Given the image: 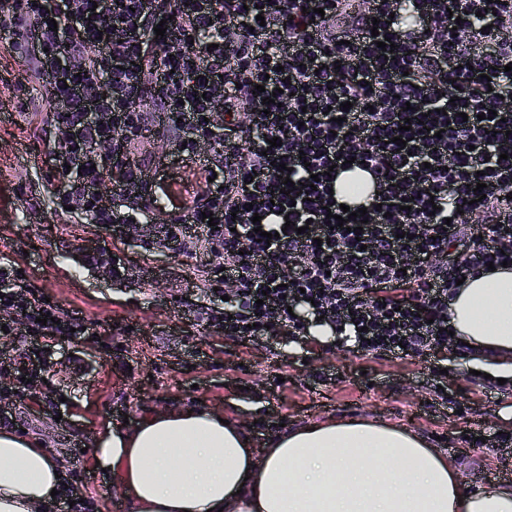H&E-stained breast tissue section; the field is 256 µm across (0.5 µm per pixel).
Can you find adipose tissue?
<instances>
[{
  "instance_id": "adipose-tissue-1",
  "label": "adipose tissue",
  "mask_w": 512,
  "mask_h": 512,
  "mask_svg": "<svg viewBox=\"0 0 512 512\" xmlns=\"http://www.w3.org/2000/svg\"><path fill=\"white\" fill-rule=\"evenodd\" d=\"M448 324L512 375V268L461 284ZM219 412L174 409L95 440L132 512H512V486L473 491L417 433L366 420L304 425L262 451ZM49 449L0 430V512H38L60 489Z\"/></svg>"
}]
</instances>
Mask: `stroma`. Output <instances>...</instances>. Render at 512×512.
<instances>
[{
    "label": "stroma",
    "instance_id": "35a3bbf8",
    "mask_svg": "<svg viewBox=\"0 0 512 512\" xmlns=\"http://www.w3.org/2000/svg\"><path fill=\"white\" fill-rule=\"evenodd\" d=\"M16 57L0 45V259L23 269L31 288L80 317L92 337L57 339L47 357L39 401L20 398L12 377L0 381L17 415L9 424L49 448L73 497L94 512H130L117 474L102 472L92 447L106 428L137 425L170 408H205L240 423L254 448L281 428L336 420L401 426L454 458L470 488L512 484L511 448H470L467 430L512 433V393L473 374V358L451 349L442 362L385 359L323 337L305 346L243 343L199 319L215 287L204 243L158 241L155 224L115 235L49 209L59 183L51 168L56 133L47 104L15 108ZM160 169L182 201L202 183L193 161H175L167 143ZM128 269L113 282L86 253Z\"/></svg>",
    "mask_w": 512,
    "mask_h": 512
}]
</instances>
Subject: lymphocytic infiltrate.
I'll list each match as a JSON object with an SVG mask.
<instances>
[{
    "instance_id": "lymphocytic-infiltrate-1",
    "label": "lymphocytic infiltrate",
    "mask_w": 512,
    "mask_h": 512,
    "mask_svg": "<svg viewBox=\"0 0 512 512\" xmlns=\"http://www.w3.org/2000/svg\"><path fill=\"white\" fill-rule=\"evenodd\" d=\"M353 3L0 0V39L49 105L57 206L118 230L151 220L179 245L204 231L235 284L205 310L225 335L304 336L320 322L358 352L424 358L454 342L457 280L512 265V0H365L351 14ZM158 134L206 162L176 213L152 207L139 154ZM351 158L375 193L365 218L335 228L327 171ZM0 304L6 335L31 342L0 373L33 390L42 351L83 324L2 261Z\"/></svg>"
}]
</instances>
